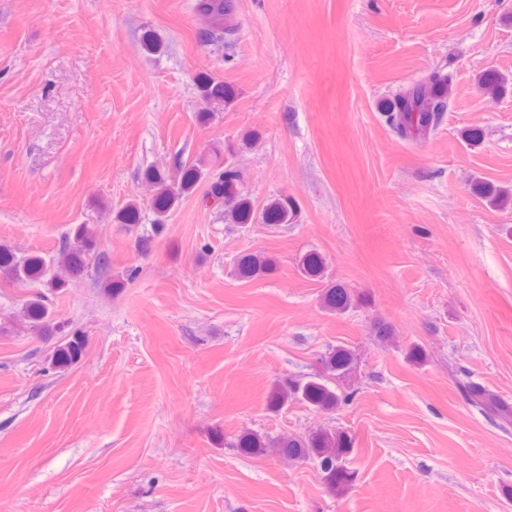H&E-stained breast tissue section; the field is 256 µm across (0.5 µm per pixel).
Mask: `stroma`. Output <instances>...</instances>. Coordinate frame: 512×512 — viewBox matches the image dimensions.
<instances>
[{
    "label": "stroma",
    "instance_id": "35a3bbf8",
    "mask_svg": "<svg viewBox=\"0 0 512 512\" xmlns=\"http://www.w3.org/2000/svg\"><path fill=\"white\" fill-rule=\"evenodd\" d=\"M232 4L221 46L194 0H0V244L49 259L76 225L96 240L67 287L0 277V512H512V426L463 390L512 405V207L477 190L512 191V0ZM490 70L501 96L478 85ZM435 72L452 88L441 122L400 138L385 103ZM205 77L230 101H204ZM217 154L255 206L292 197L297 222L230 223L199 188L155 234L146 169ZM133 200L140 223H117ZM310 250L323 280L298 270ZM248 252L273 271L238 279ZM327 281L359 307L323 309ZM37 293L48 335L26 317ZM75 332L82 356L53 366ZM336 345L359 355L351 399L268 409ZM320 426L354 441L344 492L315 461L224 445ZM466 392L472 406L480 413L497 418L503 427L511 424L512 409L504 405L495 394L472 382L467 385Z\"/></svg>",
    "mask_w": 512,
    "mask_h": 512
}]
</instances>
